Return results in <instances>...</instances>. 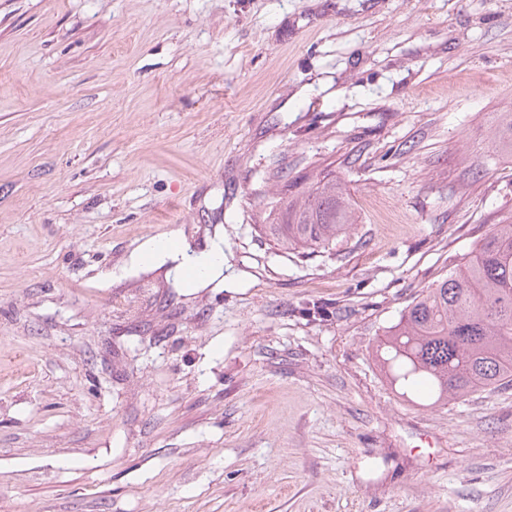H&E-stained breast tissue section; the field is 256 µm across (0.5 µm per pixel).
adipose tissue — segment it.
I'll use <instances>...</instances> for the list:
<instances>
[{
  "instance_id": "ef3b65f1",
  "label": "adipose tissue",
  "mask_w": 512,
  "mask_h": 512,
  "mask_svg": "<svg viewBox=\"0 0 512 512\" xmlns=\"http://www.w3.org/2000/svg\"><path fill=\"white\" fill-rule=\"evenodd\" d=\"M132 264L156 266L173 263L177 276H185L187 269H195L193 278H187L188 287L201 288L224 280V242L213 240L209 248L194 253L188 251L181 242L166 244L150 239L143 242L131 256Z\"/></svg>"
}]
</instances>
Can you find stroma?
I'll return each instance as SVG.
<instances>
[{"label":"stroma","mask_w":512,"mask_h":512,"mask_svg":"<svg viewBox=\"0 0 512 512\" xmlns=\"http://www.w3.org/2000/svg\"><path fill=\"white\" fill-rule=\"evenodd\" d=\"M502 112L512 0H0V512H512V387L374 357L512 216ZM329 173L334 253L260 233ZM217 228L230 287L111 278ZM494 143L500 153L512 156V113L503 112L499 127L494 134Z\"/></svg>","instance_id":"obj_1"}]
</instances>
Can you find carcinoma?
Returning <instances> with one entry per match:
<instances>
[{
  "label": "carcinoma",
  "instance_id": "1",
  "mask_svg": "<svg viewBox=\"0 0 512 512\" xmlns=\"http://www.w3.org/2000/svg\"><path fill=\"white\" fill-rule=\"evenodd\" d=\"M512 155V113L494 134ZM264 229L303 256L329 251L353 224L348 194L325 175L279 208ZM381 370L403 398L422 390L429 405L512 384V220L497 224L463 262L402 312L376 348Z\"/></svg>",
  "mask_w": 512,
  "mask_h": 512
}]
</instances>
